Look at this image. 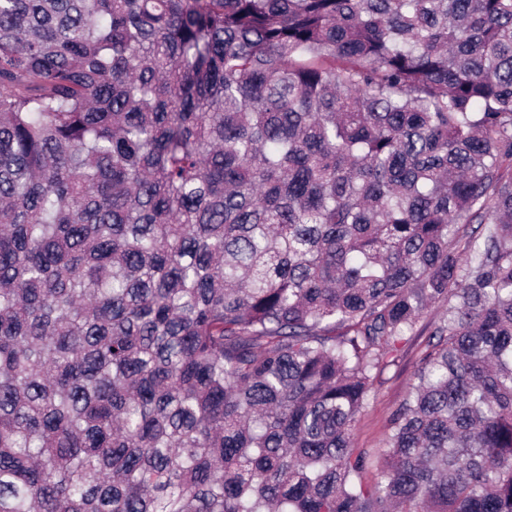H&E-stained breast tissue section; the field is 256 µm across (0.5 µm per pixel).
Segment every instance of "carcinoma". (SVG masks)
Returning a JSON list of instances; mask_svg holds the SVG:
<instances>
[{
    "mask_svg": "<svg viewBox=\"0 0 512 512\" xmlns=\"http://www.w3.org/2000/svg\"><path fill=\"white\" fill-rule=\"evenodd\" d=\"M0 512H512V0H0ZM446 307L433 308L421 321L413 336L402 348L398 363L376 379L353 431L355 448L368 449L374 458L381 452L389 418L405 396L416 362L425 350L426 341L445 313Z\"/></svg>",
    "mask_w": 512,
    "mask_h": 512,
    "instance_id": "1",
    "label": "carcinoma"
}]
</instances>
